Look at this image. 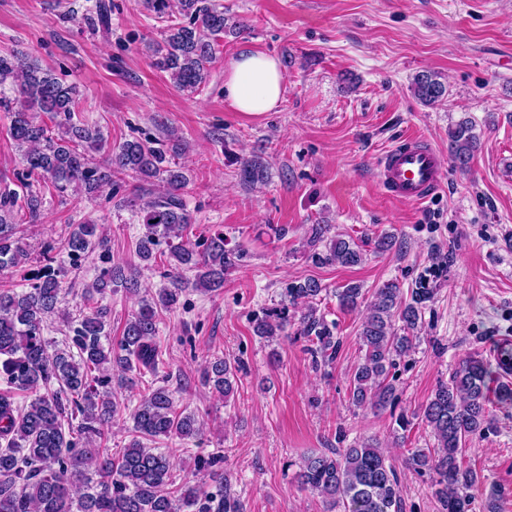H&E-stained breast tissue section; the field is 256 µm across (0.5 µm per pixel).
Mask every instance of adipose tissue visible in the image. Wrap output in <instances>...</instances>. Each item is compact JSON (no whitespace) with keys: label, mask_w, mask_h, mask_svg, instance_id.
<instances>
[{"label":"adipose tissue","mask_w":512,"mask_h":512,"mask_svg":"<svg viewBox=\"0 0 512 512\" xmlns=\"http://www.w3.org/2000/svg\"><path fill=\"white\" fill-rule=\"evenodd\" d=\"M284 76L278 60L261 52L240 54L224 75V99L237 112H270L280 103Z\"/></svg>","instance_id":"ef3b65f1"}]
</instances>
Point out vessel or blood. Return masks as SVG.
<instances>
[{
  "label": "vessel or blood",
  "mask_w": 512,
  "mask_h": 512,
  "mask_svg": "<svg viewBox=\"0 0 512 512\" xmlns=\"http://www.w3.org/2000/svg\"><path fill=\"white\" fill-rule=\"evenodd\" d=\"M379 175L390 196L417 204L427 202L442 185L438 152L419 134L406 136L404 145L384 155Z\"/></svg>",
  "instance_id": "obj_1"
}]
</instances>
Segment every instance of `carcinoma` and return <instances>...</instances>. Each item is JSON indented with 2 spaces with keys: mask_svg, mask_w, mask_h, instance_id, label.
<instances>
[{
  "mask_svg": "<svg viewBox=\"0 0 512 512\" xmlns=\"http://www.w3.org/2000/svg\"><path fill=\"white\" fill-rule=\"evenodd\" d=\"M143 6L166 22L153 67L168 74L179 90L197 92L227 29L224 6L216 0H143ZM95 14L99 26L109 29L110 3L96 0ZM7 86L17 96L0 98V108L8 113L10 136L21 149L23 171L18 181L27 191L19 196L7 187L0 190L1 272L30 261L17 216L23 213L33 220L39 214L43 197L34 184H49L60 194L81 192L91 199L114 179L131 176L155 180L159 190L132 204L141 226L134 250L139 263L102 268L85 289L77 313L62 308L66 289L63 271L53 266L52 243L42 246L45 264L28 287L0 288V381L6 384L0 391V512H239L234 499H218L191 480L173 488L170 455L150 443L160 438L195 439L202 424L194 414L178 410L168 386L151 387L142 396L130 413V439L121 448L114 451L108 446L112 434L105 431L117 414L113 386L137 384L144 375L159 373L158 309L177 307L190 289L224 288V275L234 265L224 234L202 244L189 239L186 231L194 219L181 198L189 179L151 141L126 140L96 159L94 153L104 149L105 139L99 128L73 121L76 87L17 54L0 55V90ZM445 92L434 74L415 78L414 94L425 105L440 102ZM448 138L453 162L465 169L478 146L472 121L458 122ZM242 176L248 182L261 181L266 171L262 164L247 161ZM106 245L99 225L87 220L72 225L62 250L76 262ZM162 246L169 258L168 285L142 300L114 347L108 331L110 308L103 298L121 289L139 292L141 270L151 265ZM311 258L318 264L349 267L363 261V252L338 238L330 241L326 252H315ZM188 272L193 277L186 276ZM323 291L315 278L292 282L286 291L288 304L257 319L255 335L272 341L285 331L289 307L302 304L306 311L299 319L300 335L316 344L314 353L323 361L335 359L340 341L313 305ZM427 295L428 289L418 288L408 299L395 282L376 290L360 332L365 354L350 379L354 405L380 410L393 403L396 388L389 373L396 359L416 349L420 304ZM361 297L358 285L337 292L340 308L347 311L355 309ZM55 313L64 317L70 332L61 347L44 336L48 317ZM237 372L221 356L211 357L204 366L208 384L226 398L234 391ZM487 377L486 362L470 355L448 381L438 384L423 409L433 442L414 450L408 464L436 475L441 512H469L467 490L478 475L465 466L463 457L467 439L490 425ZM15 390L29 393V402L18 404ZM296 479L341 512H404L395 466L367 440L304 457Z\"/></svg>",
  "mask_w": 512,
  "mask_h": 512,
  "instance_id": "obj_1",
  "label": "carcinoma"
}]
</instances>
